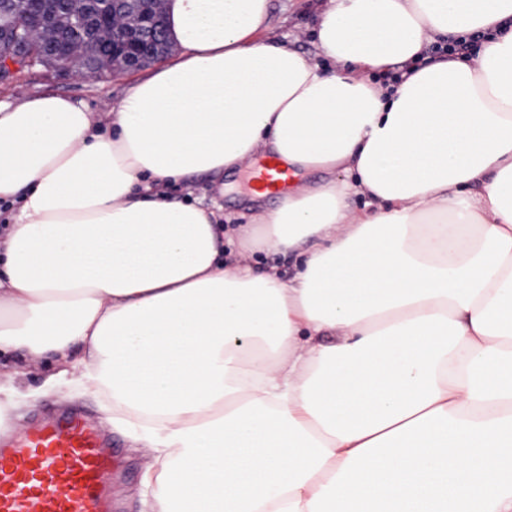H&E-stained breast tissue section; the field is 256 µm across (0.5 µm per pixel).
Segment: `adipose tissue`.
I'll use <instances>...</instances> for the list:
<instances>
[{
    "label": "adipose tissue",
    "instance_id": "obj_1",
    "mask_svg": "<svg viewBox=\"0 0 512 512\" xmlns=\"http://www.w3.org/2000/svg\"><path fill=\"white\" fill-rule=\"evenodd\" d=\"M270 10L166 0L102 120L0 99V352L103 398L146 512H512V0H327L319 63ZM266 154L248 223L165 192ZM288 171L279 167L273 161L263 163L259 170L256 182L264 189L277 190L288 185Z\"/></svg>",
    "mask_w": 512,
    "mask_h": 512
}]
</instances>
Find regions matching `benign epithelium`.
<instances>
[{
    "label": "benign epithelium",
    "instance_id": "7a95c632",
    "mask_svg": "<svg viewBox=\"0 0 512 512\" xmlns=\"http://www.w3.org/2000/svg\"><path fill=\"white\" fill-rule=\"evenodd\" d=\"M48 0H14L0 10V71L15 65H42L64 74L101 75L136 70L165 57L172 44L164 29V0H112L93 37L62 40L64 31L78 33L87 23L85 0H67L64 10H48ZM48 46L40 56L27 53V42Z\"/></svg>",
    "mask_w": 512,
    "mask_h": 512
}]
</instances>
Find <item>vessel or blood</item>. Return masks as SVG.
Listing matches in <instances>:
<instances>
[{"label":"vessel or blood","instance_id":"b4317fda","mask_svg":"<svg viewBox=\"0 0 512 512\" xmlns=\"http://www.w3.org/2000/svg\"><path fill=\"white\" fill-rule=\"evenodd\" d=\"M256 181L276 190L289 176L268 161ZM118 466L102 420L77 409L31 418L20 430L0 433V512H117Z\"/></svg>","mask_w":512,"mask_h":512}]
</instances>
